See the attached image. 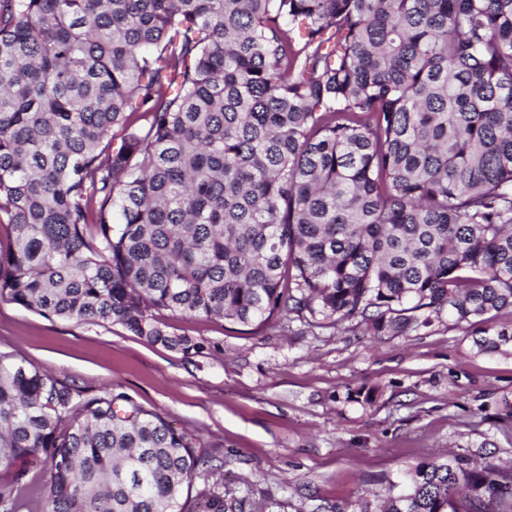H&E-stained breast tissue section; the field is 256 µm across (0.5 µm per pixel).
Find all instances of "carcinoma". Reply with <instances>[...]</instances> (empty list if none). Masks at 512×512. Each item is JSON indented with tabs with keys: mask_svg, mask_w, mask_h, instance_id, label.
Listing matches in <instances>:
<instances>
[{
	"mask_svg": "<svg viewBox=\"0 0 512 512\" xmlns=\"http://www.w3.org/2000/svg\"><path fill=\"white\" fill-rule=\"evenodd\" d=\"M120 129L119 147L111 133ZM0 299L185 358L160 312L512 349V0H0ZM224 468L132 398L0 356V512H186ZM201 512H243L203 487ZM359 512H512L450 454Z\"/></svg>",
	"mask_w": 512,
	"mask_h": 512,
	"instance_id": "carcinoma-1",
	"label": "carcinoma"
}]
</instances>
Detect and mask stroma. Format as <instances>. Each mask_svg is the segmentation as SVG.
Here are the masks:
<instances>
[{
	"label": "stroma",
	"instance_id": "1",
	"mask_svg": "<svg viewBox=\"0 0 512 512\" xmlns=\"http://www.w3.org/2000/svg\"><path fill=\"white\" fill-rule=\"evenodd\" d=\"M214 346L191 359L119 324L46 319L0 300V354L91 393L123 392L223 456L209 477L253 512H359L422 461L486 444L512 464V352L479 354L447 322L378 338L354 322L238 326L163 312Z\"/></svg>",
	"mask_w": 512,
	"mask_h": 512
}]
</instances>
